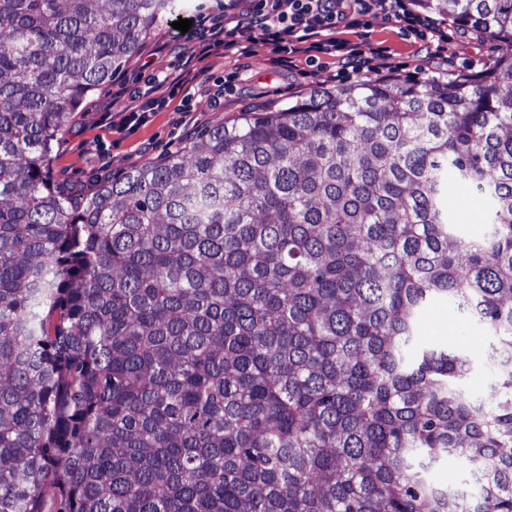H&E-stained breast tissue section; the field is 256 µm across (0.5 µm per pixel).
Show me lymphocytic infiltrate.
<instances>
[{
  "instance_id": "lymphocytic-infiltrate-1",
  "label": "lymphocytic infiltrate",
  "mask_w": 512,
  "mask_h": 512,
  "mask_svg": "<svg viewBox=\"0 0 512 512\" xmlns=\"http://www.w3.org/2000/svg\"><path fill=\"white\" fill-rule=\"evenodd\" d=\"M246 25L225 26L223 18L199 15L189 35L195 38L200 56L239 47L243 30L258 32L260 43L268 46L276 64L293 67L297 54L340 53L343 60L359 57L357 45L330 38L338 24L357 29L370 19L386 16L410 30L422 27L410 0H252Z\"/></svg>"
}]
</instances>
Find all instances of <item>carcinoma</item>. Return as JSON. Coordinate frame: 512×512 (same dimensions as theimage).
Instances as JSON below:
<instances>
[{
  "label": "carcinoma",
  "mask_w": 512,
  "mask_h": 512,
  "mask_svg": "<svg viewBox=\"0 0 512 512\" xmlns=\"http://www.w3.org/2000/svg\"><path fill=\"white\" fill-rule=\"evenodd\" d=\"M174 2L0 0V512H512V53L318 86L65 196L58 132ZM413 3L512 45V0ZM439 298L497 339L486 398L419 336ZM452 457L476 494L430 481ZM449 206L455 222L464 234L482 235L487 230V226L483 224L481 204L469 191L457 190L450 197Z\"/></svg>",
  "instance_id": "cac0c4a2"
}]
</instances>
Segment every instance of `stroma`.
Wrapping results in <instances>:
<instances>
[{
    "mask_svg": "<svg viewBox=\"0 0 512 512\" xmlns=\"http://www.w3.org/2000/svg\"><path fill=\"white\" fill-rule=\"evenodd\" d=\"M201 0H180L176 14L166 15L130 57L120 75L89 94L69 123L59 132L50 161L53 184L66 195L91 197L113 175L139 167L180 149L204 126L233 121L249 108L285 103L303 96L312 85H340L359 78L392 72L422 77L432 75L430 55L419 33L395 21L376 18L370 30L369 50L353 67L338 70L332 58L301 63L293 72L274 63L264 46L233 58H210L205 70L166 107L139 128L129 130L121 120L129 106V88L151 84L160 72L180 68L194 44L178 37L174 18H194ZM494 43L474 30L449 28L443 57L449 68H482L494 56ZM421 336L449 350L482 359L490 337L474 319L445 299L430 302L418 324Z\"/></svg>",
    "mask_w": 512,
    "mask_h": 512,
    "instance_id": "stroma-1",
    "label": "stroma"
}]
</instances>
